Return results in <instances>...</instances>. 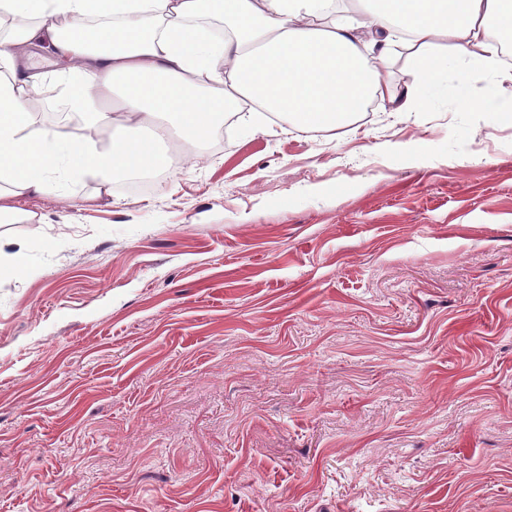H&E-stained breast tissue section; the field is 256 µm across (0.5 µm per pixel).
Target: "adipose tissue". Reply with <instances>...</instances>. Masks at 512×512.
I'll list each match as a JSON object with an SVG mask.
<instances>
[{
	"instance_id": "adipose-tissue-1",
	"label": "adipose tissue",
	"mask_w": 512,
	"mask_h": 512,
	"mask_svg": "<svg viewBox=\"0 0 512 512\" xmlns=\"http://www.w3.org/2000/svg\"><path fill=\"white\" fill-rule=\"evenodd\" d=\"M332 0H0V218L35 220L19 201L46 194L51 173L115 179L168 165L179 142L201 155L227 102L249 99L294 125L333 130L366 100L406 113L414 88L387 80L393 57L435 82L451 70H495L491 31L512 32V0H360L326 20ZM229 24L213 41L202 17ZM97 18L93 36L75 31ZM449 50H437L439 38ZM83 129L37 128L47 81Z\"/></svg>"
}]
</instances>
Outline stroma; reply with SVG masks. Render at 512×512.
Masks as SVG:
<instances>
[{
  "label": "stroma",
  "instance_id": "35a3bbf8",
  "mask_svg": "<svg viewBox=\"0 0 512 512\" xmlns=\"http://www.w3.org/2000/svg\"><path fill=\"white\" fill-rule=\"evenodd\" d=\"M389 79L424 112L238 119L0 222V512H512V122Z\"/></svg>",
  "mask_w": 512,
  "mask_h": 512
}]
</instances>
